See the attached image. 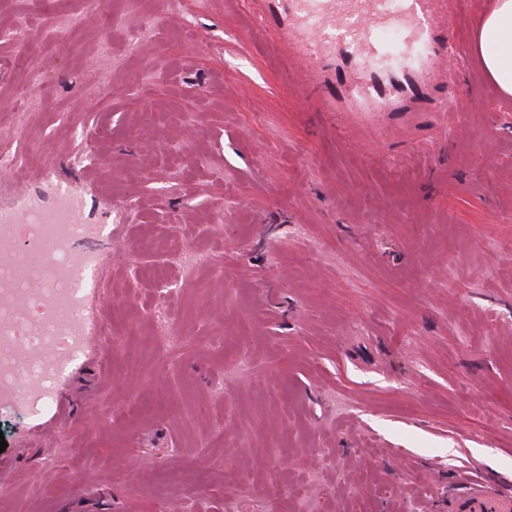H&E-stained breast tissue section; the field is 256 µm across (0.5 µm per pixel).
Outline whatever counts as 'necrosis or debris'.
Listing matches in <instances>:
<instances>
[{
	"instance_id": "necrosis-or-debris-1",
	"label": "necrosis or debris",
	"mask_w": 512,
	"mask_h": 512,
	"mask_svg": "<svg viewBox=\"0 0 512 512\" xmlns=\"http://www.w3.org/2000/svg\"><path fill=\"white\" fill-rule=\"evenodd\" d=\"M88 225H63L52 242V255L40 267L23 270L15 256L0 275V408L35 416L50 406L61 377L84 354L88 323L85 288L69 273L68 252L75 238L90 234ZM73 314L61 320L59 310Z\"/></svg>"
}]
</instances>
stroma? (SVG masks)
Masks as SVG:
<instances>
[{
  "label": "stroma",
  "mask_w": 512,
  "mask_h": 512,
  "mask_svg": "<svg viewBox=\"0 0 512 512\" xmlns=\"http://www.w3.org/2000/svg\"><path fill=\"white\" fill-rule=\"evenodd\" d=\"M0 0V143L31 203L99 239L85 354L36 418L0 408V512H449L512 494V99L456 0L461 108L357 131L297 94L244 0ZM78 17L63 39L49 32ZM42 86L26 93L16 59ZM73 131L87 162L54 161ZM213 254L201 266L198 252ZM167 271L144 279L145 255ZM58 457L47 466L48 456ZM452 512H511L512 496L498 491L492 486L471 482L466 492L458 496Z\"/></svg>",
  "instance_id": "1"
}]
</instances>
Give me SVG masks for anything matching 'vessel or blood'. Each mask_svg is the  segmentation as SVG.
<instances>
[{"instance_id":"1","label":"vessel or blood","mask_w":512,"mask_h":512,"mask_svg":"<svg viewBox=\"0 0 512 512\" xmlns=\"http://www.w3.org/2000/svg\"><path fill=\"white\" fill-rule=\"evenodd\" d=\"M249 10L297 91L345 127L385 130L458 108L447 96L460 64L449 0H249ZM390 28L404 39L396 66L384 61ZM452 512H512V496L473 482Z\"/></svg>"}]
</instances>
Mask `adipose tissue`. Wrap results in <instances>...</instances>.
<instances>
[{
  "mask_svg": "<svg viewBox=\"0 0 512 512\" xmlns=\"http://www.w3.org/2000/svg\"><path fill=\"white\" fill-rule=\"evenodd\" d=\"M478 53L487 77L512 95V0H494L493 6L472 23Z\"/></svg>",
  "mask_w": 512,
  "mask_h": 512,
  "instance_id": "adipose-tissue-1",
  "label": "adipose tissue"
}]
</instances>
